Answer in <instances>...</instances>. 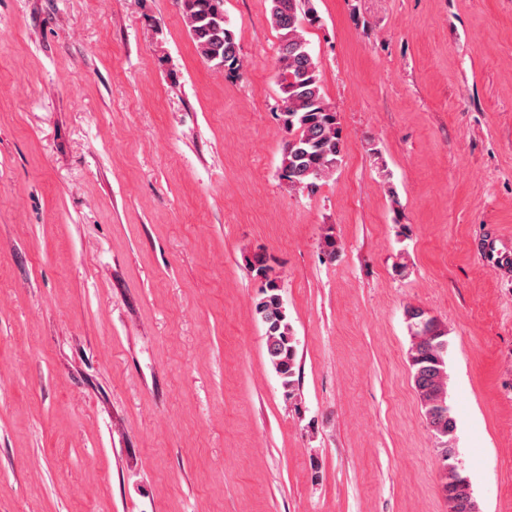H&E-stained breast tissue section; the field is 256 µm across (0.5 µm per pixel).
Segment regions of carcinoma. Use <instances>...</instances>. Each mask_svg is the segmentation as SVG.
I'll use <instances>...</instances> for the list:
<instances>
[{"label":"carcinoma","instance_id":"1","mask_svg":"<svg viewBox=\"0 0 512 512\" xmlns=\"http://www.w3.org/2000/svg\"><path fill=\"white\" fill-rule=\"evenodd\" d=\"M270 24L278 32L276 69L280 90L279 120L285 132L280 178L290 189L311 188L343 161L339 115L324 95L318 62L303 35L302 0H269ZM198 55L229 76L242 66L234 32L224 19V0H178ZM251 268L265 280L256 312L265 327L268 361L281 380L284 396L296 397L297 341L276 279L266 261ZM422 309L410 306L406 320L411 336L410 365L415 390L442 463L441 487L448 512L478 508L469 476L459 462L457 425L448 404V330L435 320L421 323Z\"/></svg>","mask_w":512,"mask_h":512}]
</instances>
